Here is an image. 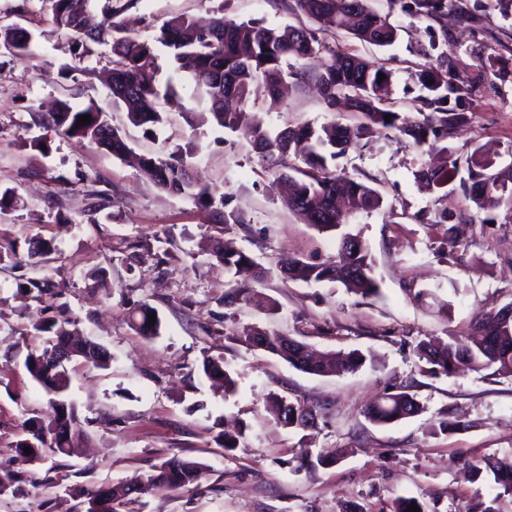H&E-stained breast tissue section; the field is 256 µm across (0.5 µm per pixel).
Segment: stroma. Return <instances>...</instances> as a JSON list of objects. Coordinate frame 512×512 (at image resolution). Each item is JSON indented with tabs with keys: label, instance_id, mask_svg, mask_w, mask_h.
Listing matches in <instances>:
<instances>
[{
	"label": "stroma",
	"instance_id": "35a3bbf8",
	"mask_svg": "<svg viewBox=\"0 0 512 512\" xmlns=\"http://www.w3.org/2000/svg\"><path fill=\"white\" fill-rule=\"evenodd\" d=\"M407 3L371 0L398 27L394 45L361 43L342 32L335 42L392 69L395 109L414 116L428 36ZM219 13L268 27L308 22L282 0H132L118 19L127 35L150 40L172 16L207 21ZM48 14L44 0H0V25L18 23L40 35L38 56L28 63L0 46V192L12 189L22 201L0 211V249L26 257L37 236L58 248L38 266L0 270V480L16 479L13 492L0 496V512H86L87 490L129 480L173 455L204 465L200 485L134 494L119 512H345L353 504L362 512H392L399 497L418 498L427 512H472L490 499L499 512H512V495L497 496L469 470L485 457L512 456V378L484 371L424 376L413 353L419 340L465 335L482 314L512 302V224L487 223L461 190L420 191L414 172L431 154L399 135L382 136L338 161L384 198L379 210L352 222L370 248L380 296L365 299L337 282L283 280L278 261H325L335 257L336 242L283 204L276 175L250 138L208 124L191 128L186 115H198L203 105L187 79L174 102L163 105L166 121L145 135L108 95L109 47L75 56L69 39L45 36ZM447 25L453 68L474 84L465 106L469 122L451 141L454 157L465 165L484 145L498 164H510L512 16H502L495 0H452ZM487 61L493 73L483 72ZM59 100L110 109L113 125L139 153L164 156L174 145L195 143L190 165L199 184L226 194L225 213L243 215L244 224L225 233L212 208L161 191L107 146L56 133L49 119ZM258 117L272 134L358 121L351 112H327L310 81ZM35 139L47 141V150L33 148ZM96 191L110 204L94 206ZM442 212L458 227L456 247L448 245L447 225L436 222ZM422 213L427 222L419 221ZM227 240L268 270L256 301L224 302L231 275L207 252ZM33 278L47 284L38 302L19 290ZM270 299L278 305L273 315ZM142 304L162 320L155 338L130 326L132 309ZM45 318L75 321L80 335L110 350L112 363L79 369L72 382L88 446L27 464L17 446L22 423L48 407L24 359L41 346L31 330ZM246 326L283 332L320 351L357 349L367 362L353 374L310 375L235 343L233 334ZM207 354L237 371L233 395L203 375ZM399 385L410 386L424 413L388 426L370 423L366 407ZM276 394L315 409L317 429L277 424L268 409ZM447 418L462 429L438 431ZM240 427L237 447H225V434ZM336 452L341 460L318 464V455Z\"/></svg>",
	"mask_w": 512,
	"mask_h": 512
}]
</instances>
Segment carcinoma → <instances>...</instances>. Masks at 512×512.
<instances>
[{"label":"carcinoma","mask_w":512,"mask_h":512,"mask_svg":"<svg viewBox=\"0 0 512 512\" xmlns=\"http://www.w3.org/2000/svg\"><path fill=\"white\" fill-rule=\"evenodd\" d=\"M50 4L49 24L52 32L69 38L79 57L95 54L96 47L105 45L112 53V101L126 112L130 123L144 128L145 134L164 121L159 110L160 100L175 94L172 82L160 90L157 68L151 44L135 36H118V23L113 21L120 9L107 0L103 17L91 10L89 0H46ZM369 0H292L290 7L299 15L312 19L318 28L303 25L266 27L255 20L236 21L215 18L208 31L203 32L195 21L184 14L167 20L159 29L155 41L173 50L174 72L190 77L202 101L207 105L213 122L230 132L249 136L271 169L288 179V209L320 232L333 231L342 254L339 262H309L290 258L280 266L281 277L288 281H336L349 292L363 298L379 295L380 286L372 273L368 246L361 233L347 228L352 218L368 214L382 206L379 192L363 181L336 172V160L364 142L391 133L412 139L413 145L429 151L448 154V167H421L414 179L422 191L433 193L444 189L458 172L453 159V147L448 139L467 124L463 100L473 86L453 72L448 55V29L443 24L448 14V0H411L409 14L427 22L430 62L420 71L417 80L420 94L419 116L415 119L394 110L387 91L392 71L384 65L369 62L339 47H333L319 37L318 32L347 33L360 42L379 47L390 46L398 39V28L368 5ZM36 35L18 25L0 26V44L17 59L34 58ZM317 57L320 64L310 72L296 65L302 59ZM385 79H379V75ZM312 78L317 83L328 111L348 108L361 115L353 127L337 122L314 126L305 124L286 128L274 135L265 131L254 109L266 101L274 108L281 104L280 88L290 79ZM88 115L91 121L77 124L78 116ZM390 120H385V116ZM53 129L69 138L89 144L106 145L114 155L123 157L132 148L110 123L108 113L91 102L81 109L63 100L51 115ZM295 155L305 167L286 163ZM187 151L177 145L165 157L142 155L138 164L142 175L158 188L174 195H190L210 206L224 204V196L214 198L205 188L198 187ZM459 187L475 207L512 224V164L498 165L475 147L467 160V178ZM57 251L54 241L39 238L28 252L31 264L45 261ZM215 265L232 273L231 302L247 298L253 285L267 275L244 250L228 251L216 246L211 252ZM512 304L491 310L477 320L466 336H454L448 342L432 344L421 341L414 348L418 369L423 376H450L462 368L493 375L512 377V315L505 309ZM158 315L150 306L131 312L134 330L146 338L160 335L161 319L149 323V316ZM38 335H48L47 345L28 351L24 365L32 380L50 396L49 412L42 418L44 435L32 430L34 421L23 429L17 446L30 447L29 462L44 456L61 457L70 454L85 436L82 421L69 392L75 373L72 362L60 367H48V361L64 336H76L54 320H42L33 325ZM233 340L258 347L276 355L296 369L317 376L338 372L351 373L362 368L364 354L357 350L336 355L332 352L315 354L306 344L296 342L292 355L281 353L289 337L276 331L255 326L243 328ZM201 369L204 375L224 383L227 394L237 391V372L224 365L221 358L206 356ZM309 411L301 402L284 397L275 398L271 412L277 422L288 429L307 430L302 414ZM424 412V406L406 386L383 394L365 410L366 418L376 425H390ZM473 479L490 477L503 493L512 494V459L485 460L470 465ZM204 477L203 465L197 461L171 456L152 466L132 483L156 488H180L198 484ZM128 495V485L93 488L88 502H96L101 512H115L113 501Z\"/></svg>","instance_id":"carcinoma-1"}]
</instances>
